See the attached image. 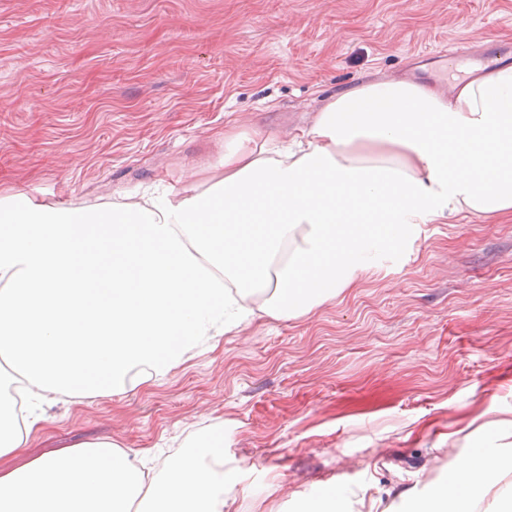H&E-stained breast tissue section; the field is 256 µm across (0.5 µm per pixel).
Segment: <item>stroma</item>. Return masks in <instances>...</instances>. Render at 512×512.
I'll return each mask as SVG.
<instances>
[{
  "label": "stroma",
  "mask_w": 512,
  "mask_h": 512,
  "mask_svg": "<svg viewBox=\"0 0 512 512\" xmlns=\"http://www.w3.org/2000/svg\"><path fill=\"white\" fill-rule=\"evenodd\" d=\"M512 64V0H0V194L93 199L283 135L370 77ZM224 428L231 512H411L474 447L512 448V218L423 224L309 314L255 320L136 391L52 405L13 469L88 440L176 454Z\"/></svg>",
  "instance_id": "1"
}]
</instances>
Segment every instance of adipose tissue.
Instances as JSON below:
<instances>
[{"label":"adipose tissue","mask_w":512,"mask_h":512,"mask_svg":"<svg viewBox=\"0 0 512 512\" xmlns=\"http://www.w3.org/2000/svg\"><path fill=\"white\" fill-rule=\"evenodd\" d=\"M158 195L46 203L0 195V458L35 427L17 396L120 393L262 317L351 287L422 224L512 215V66L443 90L362 82L283 140L228 125L224 147ZM502 454L474 449L416 512H472ZM224 430L145 472L112 441L0 470V512H224Z\"/></svg>","instance_id":"ef3b65f1"}]
</instances>
